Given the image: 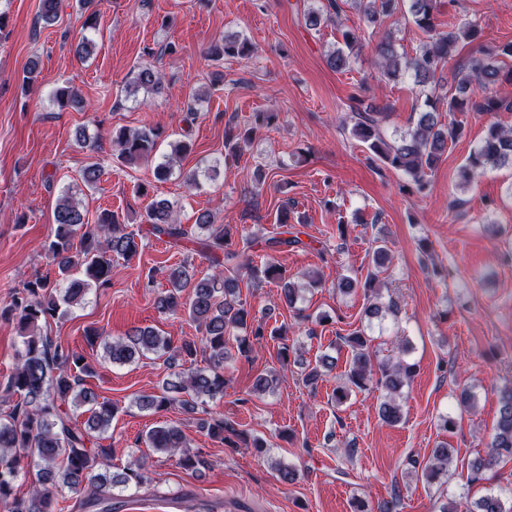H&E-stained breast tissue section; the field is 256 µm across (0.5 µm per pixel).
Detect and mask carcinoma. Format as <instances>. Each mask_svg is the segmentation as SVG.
<instances>
[{
	"label": "carcinoma",
	"instance_id": "obj_1",
	"mask_svg": "<svg viewBox=\"0 0 512 512\" xmlns=\"http://www.w3.org/2000/svg\"><path fill=\"white\" fill-rule=\"evenodd\" d=\"M357 11L367 27L368 35L359 29L342 31L343 45L336 47L327 58L331 69L345 72L350 69L356 48L365 38L376 37L374 28L381 18L402 11L425 34L428 41L413 56L399 51L396 39L390 34L379 38L377 53L378 80L396 79L407 75L420 88L422 104L415 125L407 132L391 139L380 128L386 115L383 108L361 111L360 94L351 96L355 103L356 121L352 134L370 153L372 162H379L402 172L411 188L418 194L428 189V175L436 167L448 146L463 135V128L454 116L464 112H499L512 110V98L498 95L505 83L512 84V68L505 69L504 59L512 58V42L482 47L470 55L453 76L455 90L441 93L444 85L437 80L451 60V53L462 41H476L481 27L475 20L466 19L447 30H438L434 20L437 0H314L304 13L305 26L319 30L339 17L343 6ZM83 27L94 28L99 11L96 0H78ZM58 19V0H41L39 20L51 26ZM253 45L238 37L226 38L210 45L206 57L219 63L224 57L248 59ZM142 90L158 95L163 91V78L152 66L138 69L130 93ZM58 110L79 109L82 99L71 86H60L53 92ZM447 106L448 122L440 119V105ZM275 112H258L255 125L241 131L236 126L224 130V143L228 155L241 148L255 127L270 124ZM163 131L148 128L135 131L118 129L112 132V146L118 159L134 165L153 156L162 139ZM170 153L154 167V178L163 182L174 174L178 160L192 149L191 142L179 139L169 142ZM512 168V128L498 123L489 125L481 144L470 152L460 171V185L470 184L475 176L488 170ZM104 169L97 161L87 162L79 171V180L88 190L98 187ZM144 223L151 227L155 237L167 239L174 246L192 244L198 254L210 264V272L202 273L187 261L167 268V287L155 298V307L161 314L188 313L201 334L199 340L184 339L174 344L172 337L152 326L134 327L125 336L109 340L103 331L89 328L87 342L102 346V359L112 365H127L143 357L155 355L165 358L173 369L163 379L160 393L141 395L135 405L142 411H165L179 408L185 414L197 413L205 400L224 398L227 379L224 363L229 358L227 337H236L238 355L250 358L253 341L264 335V327L255 322L250 309L241 299V274L252 281H274L279 284L280 298L287 307L295 306L301 293L320 284L314 275L305 276L297 283L274 262L258 267L249 253L251 240H242V248H232L231 229L228 224L214 223L208 210L198 212L195 224L186 226L178 222L172 203L161 197L151 200L145 210ZM138 233L128 229L114 211L104 209L94 221H89L81 201L71 192H64L53 214V224L45 254L56 266L61 283L54 284L50 276H37L26 282L11 296L3 314L16 320L21 344L15 355V367L4 386V401L17 397L8 410L0 412V508L3 512H54L56 494L67 490L72 494H88L84 504L99 512H112V489L117 486H141L146 477L143 466L126 467L120 473L112 472V450L93 442L109 432L118 408L108 399H102L90 387L86 378L93 368L85 356L54 339L47 332L50 321L60 317L64 310L80 305L92 289L111 284L112 258L132 260L138 253ZM391 250L382 240L373 254L375 270L364 281L345 278L338 289L348 293L363 291L371 303L366 308L369 319L384 320L399 313L394 301L380 302L378 285L381 268L389 262ZM339 340L350 349L348 371L333 391L336 402L341 403L356 392H362L372 383L385 390L379 405L383 423L395 426L402 420L399 402L402 390L417 372V364L405 360L408 348L398 341L396 360L373 362L370 339L361 331ZM209 353L205 368L195 367L198 351ZM329 357L319 358L314 366L304 368V381L313 385L332 369ZM87 415L80 422L75 413ZM199 426L206 434L231 448L247 443L244 432L237 430L223 417L211 415L200 419ZM139 442L158 453L178 456V464L196 476L210 468L202 453L187 450L186 437L176 422H165L149 428ZM488 451L470 464L467 486L485 485V493L475 502L468 495L445 498L437 512H512V490L488 484L487 473L502 460H512V387L501 392L498 416L487 444ZM453 460V449L440 443L432 449L422 463L413 466L412 473L428 483L448 482V467ZM30 477L31 492L19 496L15 492L19 477Z\"/></svg>",
	"mask_w": 512,
	"mask_h": 512
}]
</instances>
